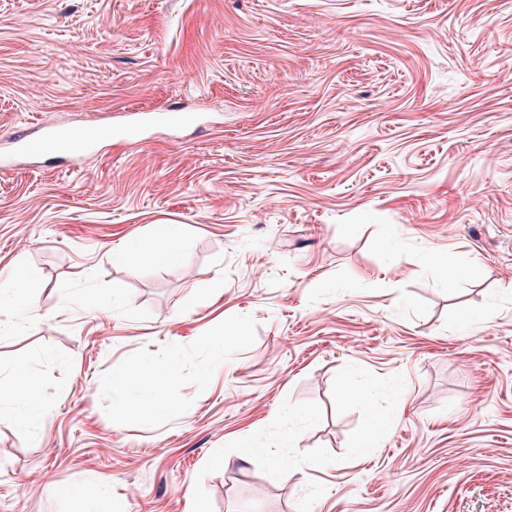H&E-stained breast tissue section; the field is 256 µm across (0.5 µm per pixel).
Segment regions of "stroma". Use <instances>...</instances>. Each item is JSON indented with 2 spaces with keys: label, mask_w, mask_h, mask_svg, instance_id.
Segmentation results:
<instances>
[{
  "label": "stroma",
  "mask_w": 512,
  "mask_h": 512,
  "mask_svg": "<svg viewBox=\"0 0 512 512\" xmlns=\"http://www.w3.org/2000/svg\"><path fill=\"white\" fill-rule=\"evenodd\" d=\"M17 134L0 393L43 402L0 420V512H512V0H0ZM170 224L177 262L113 263ZM112 137H114L112 128H70L48 133L43 141V147L48 152H69L79 154L89 150L97 142L102 140H112ZM175 371L174 365L142 371L135 382L137 389L134 388L133 383L127 377L120 376L112 380L113 401L124 406L130 412L142 413L143 405L136 392L142 390L153 392L158 402H164L163 390L165 383ZM11 377L15 387L8 395L1 393L0 416L8 414L21 424L32 425L40 417L43 396L26 368L14 369Z\"/></svg>",
  "instance_id": "35a3bbf8"
}]
</instances>
